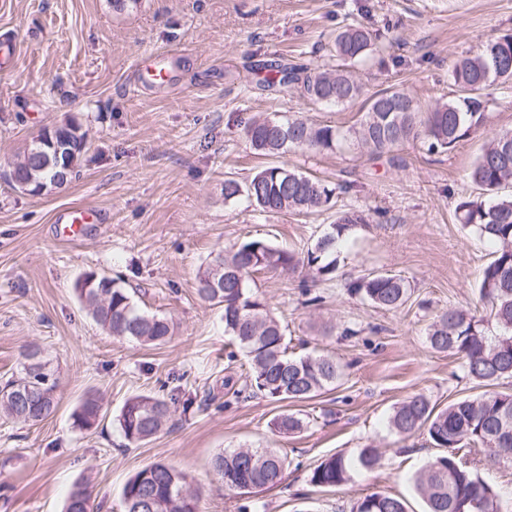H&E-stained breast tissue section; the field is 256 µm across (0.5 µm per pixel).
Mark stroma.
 I'll list each match as a JSON object with an SVG mask.
<instances>
[{"instance_id":"obj_1","label":"stroma","mask_w":512,"mask_h":512,"mask_svg":"<svg viewBox=\"0 0 512 512\" xmlns=\"http://www.w3.org/2000/svg\"><path fill=\"white\" fill-rule=\"evenodd\" d=\"M347 24L368 27L383 46L352 69L364 96L401 89L427 110L454 96L457 59L512 32V0H139L121 11L112 0H0V39L15 40L14 63L0 70V383L20 371L29 347L58 377L50 418L0 414V512H64L83 479L95 512H123L126 481L158 461L191 477L200 512H238L248 500L261 512H351L380 491L424 512L411 478L441 451L425 431L395 434L388 418L416 393L443 407L479 392L457 356L431 348L427 332L442 311L481 305L479 279L493 247L459 224L454 209L478 194L468 173L487 138L512 130V81L486 89L483 135L448 154H427L415 141L377 160L349 141L320 154L290 151L289 167L350 186L332 209L269 216L246 198L225 201V177L246 179L265 163L241 133L252 115L344 130L360 118L358 102L325 108L293 89L254 91L266 61L335 66L331 38ZM176 53L186 60L170 70L173 90L137 92L143 57ZM69 121L86 137L72 179L40 196L15 188L18 156ZM71 205L101 210L106 220L76 240L55 239L53 216ZM349 207L379 215L341 244L335 281L312 289L318 305H304L296 274L262 271L251 283L285 326L290 353L341 365L335 389L295 404L227 399L224 376L242 369L227 365L223 312L199 297V266L251 238L306 251ZM363 270L404 276L407 304L386 311L351 296L346 285ZM88 272L118 280L141 311L168 318V343L108 336L75 292ZM353 325L361 335L343 336ZM162 388L180 389L190 408L175 410L154 438L126 446L116 420L125 400ZM90 394L105 417L85 431L72 414ZM289 411L305 424L283 434L273 420ZM367 446L380 451V467L329 489L310 484L321 459L352 458ZM239 447L287 454L281 483L246 497L225 492L211 461Z\"/></svg>"}]
</instances>
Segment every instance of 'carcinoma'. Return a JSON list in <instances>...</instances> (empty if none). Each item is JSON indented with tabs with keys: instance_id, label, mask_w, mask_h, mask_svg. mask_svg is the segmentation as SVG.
I'll list each match as a JSON object with an SVG mask.
<instances>
[{
	"instance_id": "obj_1",
	"label": "carcinoma",
	"mask_w": 512,
	"mask_h": 512,
	"mask_svg": "<svg viewBox=\"0 0 512 512\" xmlns=\"http://www.w3.org/2000/svg\"><path fill=\"white\" fill-rule=\"evenodd\" d=\"M332 49L342 64L327 70L311 61L288 62L284 58L265 65L269 76L257 90L275 86L296 88L310 100L344 107L363 93L346 66L360 62L375 51L373 34L361 25H345L332 41ZM456 95L430 112H423L409 93L385 89L369 97L356 126L343 131L329 124L305 118L282 119L278 115H256L242 132L254 153L279 158L281 162L263 166L246 182L224 179V200L242 195L266 214L308 213L331 205L338 189L321 179L296 171L283 160L291 149L313 153L333 151L351 138L369 157L379 159L393 153L412 139L430 154L453 151L461 142L485 128L484 90L496 81H512V33L489 41L483 50L458 59L452 68ZM67 155L61 158L71 169L85 148V135L72 124ZM38 142L28 147L15 163L14 175L30 187L55 183L59 169L53 160L37 154ZM472 183L483 195L464 199L456 205L458 219L479 238L495 246L493 259L483 268L479 295L495 322L492 330L485 316L450 308L433 321L428 340L437 352L458 356L466 376L483 392L453 401L446 407L431 402L423 394L407 397L390 415L389 424L399 435L426 430L432 444L447 453L436 457L413 477L426 512H512L497 490L463 460L460 452L478 453V462L493 467L512 465V392L498 391L500 382L512 378V196L499 190L512 184V130L489 139L472 165ZM367 223L355 208L336 213L329 231L300 256L253 239L216 254L197 273L199 296L224 310V331L247 359L249 374L237 387L234 377L224 378V388L236 399L258 395L272 401L304 402L331 390L342 376L335 359L324 355H288V346L277 316L250 287L259 270L294 273L307 271L314 281L336 278V245L359 224ZM347 290L372 305L396 311L411 296V285L402 276L370 271L347 284ZM76 292L93 320L114 337L156 346L172 335L170 321L138 310L127 289L107 276L89 273L76 283ZM57 374L40 352L26 354L20 374L0 387V408L23 422L42 421L56 410ZM178 402L172 394H136L123 404L118 426L130 444L153 438L170 417ZM83 430L97 427L104 418L102 400L87 396L73 413ZM275 426L285 432L301 430L304 420L294 413L277 417ZM381 455L368 446L351 460L341 454L316 465L310 483L331 488L350 479L358 467L373 470ZM288 466L287 457L272 448L224 449L213 458V467L230 493L244 495L258 488L280 483ZM124 512H199V496L188 477L162 463H152L137 471L122 490ZM93 490L77 482L67 498L65 512H94ZM352 512H407L405 500L395 494L374 492L359 499Z\"/></svg>"
}]
</instances>
